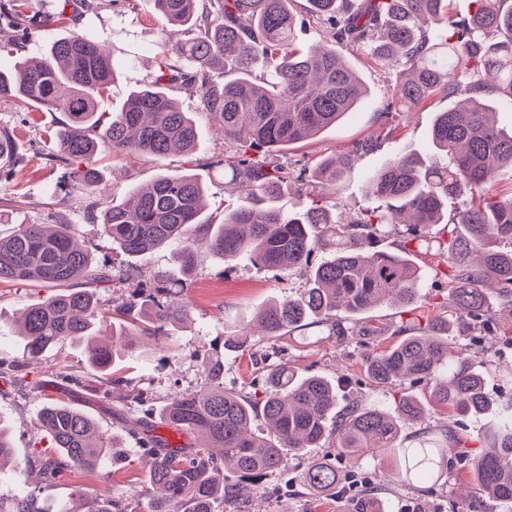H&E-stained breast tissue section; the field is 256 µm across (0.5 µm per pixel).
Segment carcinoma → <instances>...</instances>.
I'll return each instance as SVG.
<instances>
[{"mask_svg":"<svg viewBox=\"0 0 512 512\" xmlns=\"http://www.w3.org/2000/svg\"><path fill=\"white\" fill-rule=\"evenodd\" d=\"M292 0H154L162 17L163 59L150 81L131 91L119 112L106 116L104 92L113 79V62L103 45L81 33L54 41L38 62L19 61L0 71V98L23 100L37 108L66 114L55 143L62 159L81 162L71 181L86 194L99 188L97 157L103 152L163 157L196 149L198 130L189 113L169 95L180 82L194 85L203 110L238 142L244 152L224 164L241 184L249 202L224 216L213 229L200 220V184L190 175H161L111 206L102 217L103 233L134 259L168 246L174 264L187 275L200 253L247 260L271 270L309 273L307 288L263 308L257 315L269 337L302 331L320 319L329 334L360 337L368 377L387 390L425 384L430 401L448 410L441 437L404 445L403 425L425 417V408L401 392L394 412L351 401L332 417L338 389L319 375H303L285 361L265 365L266 387L251 399L224 386V358L202 354L203 386L187 390L161 408L160 421L194 436L196 446L168 448L152 435L149 414L135 426L151 449L149 481L159 492L147 512H211L217 497L239 495L247 480L278 477L302 452L336 437V455L319 458L303 470L302 481L328 495L344 482L341 462L362 448L374 457L396 460L391 478L401 486H437L469 466L479 495L467 512H493L512 503V403L496 425L477 439L483 451L470 456L465 433L455 417L478 415L492 406L483 373L466 349L453 348L409 322L405 336L386 348L361 340L383 328L359 326L357 319L379 305L410 306L419 296L424 274L411 252L440 258L450 271L448 294L438 303L434 321L444 329H476L473 343L489 337L512 346V321L500 323L490 307L504 301L512 317V193L493 194L496 183L512 180V132L490 122L486 98L506 97L512 108V6L507 0H474L476 8L457 19L442 10L444 0H307V14L328 22L322 49L306 50L302 35L308 20ZM26 0L0 2V19L18 39L0 43L18 48L31 27ZM368 49L374 60L405 59L409 76L394 88L392 105H417L444 91L458 101L437 114L431 131L435 157L398 154L368 177V206L363 218L349 223L313 199L295 215L275 208L285 187L281 168L267 157L296 142L317 136L353 111L366 94L359 76L340 50ZM235 78L224 80L228 72ZM366 142L325 161L319 181L336 183L353 173ZM453 211L447 235L429 233ZM410 215L397 251L382 249ZM323 257L311 264L313 254ZM111 275L94 264L74 241L71 226L22 224L0 239V282L25 280L59 289L31 306L23 318L21 364L33 368L43 352L65 340L85 345L87 362L100 372L112 369L117 351L126 347L128 325L112 327V345L95 343L98 311L91 285ZM77 280L87 284L76 288ZM176 282L160 275L149 291L139 290L144 328L162 335L185 318L176 305ZM262 419L269 434L253 430ZM40 423L54 453L40 459L43 473L54 477L69 468L95 472L111 459L113 442L97 435L84 411L62 400L40 408Z\"/></svg>","mask_w":512,"mask_h":512,"instance_id":"obj_1","label":"carcinoma"}]
</instances>
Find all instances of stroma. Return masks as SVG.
<instances>
[{
  "mask_svg": "<svg viewBox=\"0 0 512 512\" xmlns=\"http://www.w3.org/2000/svg\"><path fill=\"white\" fill-rule=\"evenodd\" d=\"M59 0H27L30 16L42 20L24 42L20 55L0 52V69L13 67L17 58L43 57L51 42L72 33L88 34L107 48L115 75L109 87V107L119 111L129 93L142 86L156 70L161 51V19L152 0H124L70 16L67 23L54 22ZM346 61L369 89L359 106L340 122L315 138L289 145L273 160L289 173L288 191L277 205L286 213H296L310 196L321 194L331 211L348 220L358 219L366 205L367 179L398 153L433 156L430 131L436 113L447 110L452 100L436 94L410 112L389 109L393 88L402 79L405 66L395 61L377 65L366 53L345 56ZM172 98L183 111L192 114L199 131L196 152L173 153L160 159L135 155H101L100 192L86 195L72 190L63 196L58 186L70 172L69 164L58 160L53 134L65 116L60 112L34 110L21 103L0 98V129H8L19 148V161L0 176V237L9 236L20 224L66 222L80 246L98 265L112 270L110 282L95 290L103 312H111L130 300L139 288L151 284L157 275L169 271L172 256L162 247L131 259L104 235L99 215L114 203L128 199L131 191L162 174H190L205 191V223L221 225L225 206H240L235 188L226 184L224 162L236 156L238 147L225 140L223 132L208 113L202 112L193 90L176 88ZM371 140L375 146L362 153L353 174L334 185L308 182L304 171L320 161ZM416 265L427 271L409 319L427 324L441 297L442 282L435 272L436 259L421 254ZM135 263L139 273L123 279L121 269ZM307 282L303 271H273L242 261L225 263L223 258L205 255L197 269L183 280L181 300L189 304V315L166 335L136 337L135 345L123 352L120 384L105 387L99 383L72 391L60 389L56 377L62 373L86 374L82 346L66 342L47 352L35 370L21 367V338L18 326L32 304L52 296L51 288L26 282L0 283V424L5 425L14 445L18 467H26L38 457L50 454L51 442L39 424L44 399L56 398L74 404L93 416L100 435L113 439L112 459L97 473L72 468L48 481L31 473L20 482L11 470L0 472V495L26 497L35 512H71L78 507L76 492L89 499H109L123 503L127 512H147L154 490L144 467L145 452L136 440L133 421L148 407H158L177 393L195 388L201 382L200 355L204 349L223 348L226 337L248 330L243 346L224 353V384L251 393L260 390L264 354L272 353L291 362L303 374H318L329 380L351 379L349 399L366 405L392 406L393 398L368 378L361 361V350L354 340H337L326 328L311 325L302 332L267 338L255 321L257 312L270 300L298 295ZM476 366L483 372L487 392L494 402L512 399V348L497 346L476 353ZM140 393V400L129 399V392ZM301 460L292 461L288 472L277 480L274 492L252 486L235 501L216 500L212 512H353V498L319 495L308 490L299 478ZM471 484L467 473H460L436 495L416 488L382 485L377 495L391 505V512H461L462 498Z\"/></svg>",
  "mask_w": 512,
  "mask_h": 512,
  "instance_id": "1",
  "label": "stroma"
}]
</instances>
